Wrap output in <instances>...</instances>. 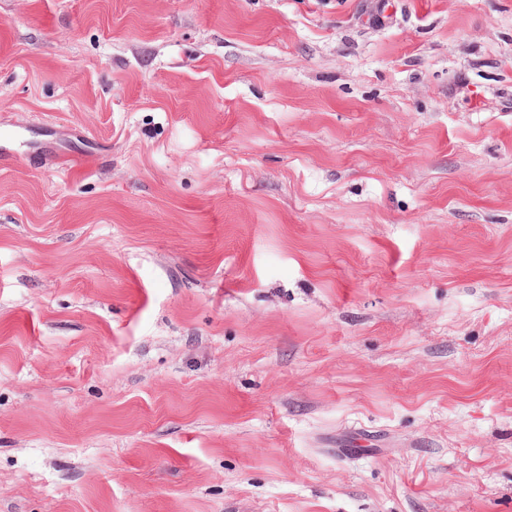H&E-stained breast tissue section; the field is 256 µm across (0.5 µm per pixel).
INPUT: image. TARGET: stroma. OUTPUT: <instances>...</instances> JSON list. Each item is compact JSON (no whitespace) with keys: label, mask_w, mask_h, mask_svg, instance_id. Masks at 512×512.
Returning <instances> with one entry per match:
<instances>
[{"label":"stroma","mask_w":512,"mask_h":512,"mask_svg":"<svg viewBox=\"0 0 512 512\" xmlns=\"http://www.w3.org/2000/svg\"><path fill=\"white\" fill-rule=\"evenodd\" d=\"M0 512H512V0H0Z\"/></svg>","instance_id":"stroma-1"}]
</instances>
